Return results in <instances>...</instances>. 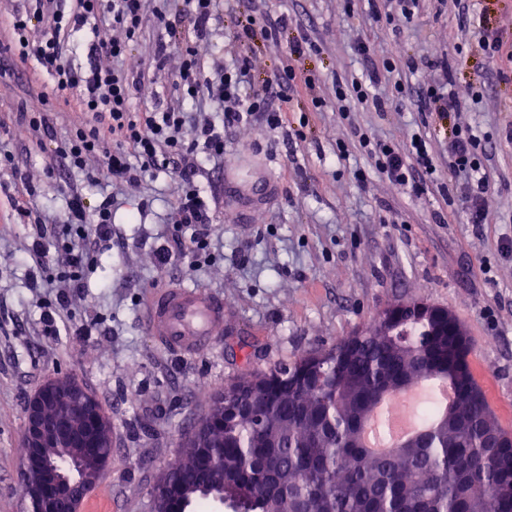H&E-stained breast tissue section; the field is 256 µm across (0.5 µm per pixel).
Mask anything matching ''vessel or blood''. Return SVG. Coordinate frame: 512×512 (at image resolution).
Returning a JSON list of instances; mask_svg holds the SVG:
<instances>
[{
	"label": "vessel or blood",
	"mask_w": 512,
	"mask_h": 512,
	"mask_svg": "<svg viewBox=\"0 0 512 512\" xmlns=\"http://www.w3.org/2000/svg\"><path fill=\"white\" fill-rule=\"evenodd\" d=\"M143 320L157 344L194 356L223 334L224 302L197 288H158L147 300Z\"/></svg>",
	"instance_id": "1"
}]
</instances>
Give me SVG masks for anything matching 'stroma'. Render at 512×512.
Listing matches in <instances>:
<instances>
[{
  "label": "stroma",
  "mask_w": 512,
  "mask_h": 512,
  "mask_svg": "<svg viewBox=\"0 0 512 512\" xmlns=\"http://www.w3.org/2000/svg\"><path fill=\"white\" fill-rule=\"evenodd\" d=\"M465 0H421L412 16L373 22L349 0H223L210 39L198 42L204 62L221 55L230 23L254 12L286 15L279 42L244 43L256 79H270L286 63L308 70L314 87L297 84L288 104L292 123L307 119L305 141L287 153L281 133L256 143L249 128L227 135L222 165L207 178L213 222L223 252L201 269L176 261L159 269L158 251L176 207L177 174L128 185L112 212L111 250L100 253L71 292L68 311L80 336L48 333L39 319L43 299L29 288L22 258L33 230L15 212L10 195L17 174L41 194L34 205L57 214L63 169L47 180L52 157L29 145L16 116L27 87L48 91L58 135L84 119L65 94L52 91L42 69L11 62L0 77V142L10 144L18 170L0 168V512H30L22 493L25 450L21 436L27 402L47 382L71 376L102 403L112 423V461L84 500L96 512H151L150 491L178 453L181 437L208 412L217 392L240 376L268 371L310 350L332 345L369 325L386 308L417 299L448 309L471 343L470 369L500 424L512 431V254L500 256L501 237L512 235V81L500 80L474 27L463 25ZM365 43L374 61L393 43L416 65L402 79L411 90L434 84L431 60L463 53L456 78L480 84L478 103L458 112L460 125L491 137L487 163L491 190L481 228L469 224L449 180L448 136L425 120L417 100L376 112L353 103L340 109L336 78L364 70L357 52ZM181 47L169 50L165 68L136 94L152 107L173 94ZM325 99L313 110V96ZM400 143L422 136L432 143L437 174L418 198L373 170L352 152L334 157L336 141L351 128ZM368 173L359 184L357 171ZM443 212L436 220L435 212ZM492 271L483 274L482 261ZM177 282L224 300V333L213 348L186 357L159 348L142 315L150 291Z\"/></svg>",
  "instance_id": "stroma-1"
}]
</instances>
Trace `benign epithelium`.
<instances>
[{"mask_svg":"<svg viewBox=\"0 0 512 512\" xmlns=\"http://www.w3.org/2000/svg\"><path fill=\"white\" fill-rule=\"evenodd\" d=\"M430 312L435 322L434 335L461 336L463 329L453 313L439 307L419 308ZM88 393L75 383L52 382L44 386L25 407L23 444L27 448L23 493L32 512H80L87 481L80 463L94 452L100 439L96 433L79 429L78 421L86 411ZM45 448L67 452L65 460L75 474L61 471L43 455ZM178 487L163 480L151 490L153 512H183L184 501Z\"/></svg>","mask_w":512,"mask_h":512,"instance_id":"benign-epithelium-1","label":"benign epithelium"}]
</instances>
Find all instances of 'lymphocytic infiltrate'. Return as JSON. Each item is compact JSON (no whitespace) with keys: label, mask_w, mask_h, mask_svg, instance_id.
<instances>
[{"label":"lymphocytic infiltrate","mask_w":512,"mask_h":512,"mask_svg":"<svg viewBox=\"0 0 512 512\" xmlns=\"http://www.w3.org/2000/svg\"><path fill=\"white\" fill-rule=\"evenodd\" d=\"M221 0H187L189 27L178 30L165 26L155 43L152 67L137 72L126 70L121 62L132 43L142 35L149 17H162L160 5L149 0H33L11 21L0 51L21 62L44 68L56 89L72 93L86 122L71 130L66 139L56 137L54 114L45 92H31L20 115L27 138L36 144L54 141L53 155L72 174L89 182L107 180L112 192L104 194L95 205L73 185L62 187L66 212L62 220L38 224L30 257L36 268L52 267V274L31 279V287L54 295L56 305L46 312L43 322L52 332L77 335L68 314L70 290L83 288L89 256L112 247V209L118 200L117 187L139 184L160 173L174 170L179 174L175 222L179 228L174 245L162 249L160 265L173 259H189L193 268L211 262L217 247L216 228L209 206L198 183L210 162L223 159L224 135L236 128L265 121L268 130L287 127L288 91L296 78L293 65H286L276 80L253 86L248 58L234 56L204 64L195 44L209 37L211 22L219 15ZM53 20L50 29L36 28L41 18ZM122 29L124 40L101 37L104 23ZM91 34V55L112 57V67L97 65L75 68L63 57L71 37L78 32ZM181 45L182 62L174 79L177 96L152 108L132 105L139 86L165 66L168 50ZM441 79L420 94L422 111L443 124L469 101L479 97L477 85H460L448 58L433 61ZM402 44H394L382 62H369L363 76L336 82L338 99L354 98L370 102L376 111H384L387 99L373 89L387 80L396 91H403V70L414 69ZM488 139L469 126H452L449 151L453 167L463 176L462 203L471 224L484 221L485 197L490 178L484 160ZM359 150L374 163L376 171L390 182L419 197L428 190L436 172L430 143L422 137L410 143L376 139L371 133L355 131L352 142L337 141L336 159L344 161L351 150ZM101 157L100 172L87 170L89 158Z\"/></svg>","instance_id":"lymphocytic-infiltrate-1"}]
</instances>
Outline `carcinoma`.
<instances>
[{
    "label": "carcinoma",
    "instance_id": "cac0c4a2",
    "mask_svg": "<svg viewBox=\"0 0 512 512\" xmlns=\"http://www.w3.org/2000/svg\"><path fill=\"white\" fill-rule=\"evenodd\" d=\"M416 308L270 370L259 388L234 381L163 478L181 483L189 509L221 494L206 456L224 465L238 512H512V432L490 421L469 339L431 335ZM445 371L464 394L454 410L427 395L418 432L384 452L366 446L399 383H443Z\"/></svg>",
    "mask_w": 512,
    "mask_h": 512
}]
</instances>
